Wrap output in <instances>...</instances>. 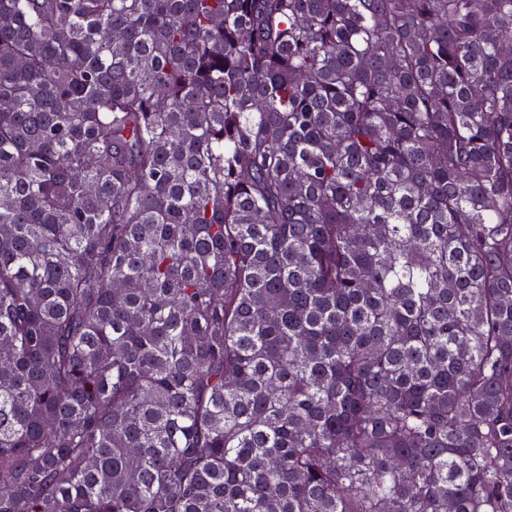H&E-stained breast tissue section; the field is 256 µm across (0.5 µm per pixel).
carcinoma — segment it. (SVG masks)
I'll use <instances>...</instances> for the list:
<instances>
[{"label": "carcinoma", "instance_id": "obj_1", "mask_svg": "<svg viewBox=\"0 0 512 512\" xmlns=\"http://www.w3.org/2000/svg\"><path fill=\"white\" fill-rule=\"evenodd\" d=\"M0 512H512V0H0Z\"/></svg>", "mask_w": 512, "mask_h": 512}]
</instances>
